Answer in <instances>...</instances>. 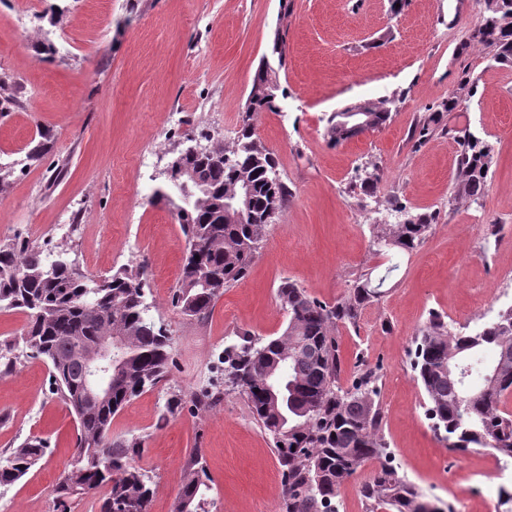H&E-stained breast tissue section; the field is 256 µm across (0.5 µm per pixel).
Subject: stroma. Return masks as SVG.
Segmentation results:
<instances>
[{
	"instance_id": "1",
	"label": "stroma",
	"mask_w": 512,
	"mask_h": 512,
	"mask_svg": "<svg viewBox=\"0 0 512 512\" xmlns=\"http://www.w3.org/2000/svg\"><path fill=\"white\" fill-rule=\"evenodd\" d=\"M0 0V241L22 237L44 254L67 252L86 275L121 266L147 270L150 314L174 339L163 389L132 400L112 432L142 438L150 512H174L183 470L201 449L215 512H279L284 486L272 443L247 400L192 403L223 380L218 357L242 331L281 335L276 299L290 279L332 304L365 280H383L381 301L336 336L350 383L357 358L380 374L382 433L399 473L454 512H505L512 462L489 471L488 453L454 454L433 433L413 376L411 341L429 311L477 327L512 304V68L496 65L473 37L485 0ZM287 35L280 109L255 115V130L293 193L268 225L247 278L225 289L205 322L172 307L186 243L171 206L154 202L165 171L201 134L233 141L253 76ZM364 102L390 106L381 128L333 146L334 112ZM436 115L416 144V127ZM493 150L481 207L454 195L465 134ZM45 135L46 149L27 157ZM378 165L362 188L356 169ZM398 202L436 222L413 252L380 255L370 227ZM182 410L159 423L166 394ZM47 438L45 457L0 486V512H99L90 494L59 507L53 490L75 453V422L55 394L47 365L19 356L0 375V450Z\"/></svg>"
}]
</instances>
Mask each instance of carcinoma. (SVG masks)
Returning a JSON list of instances; mask_svg holds the SVG:
<instances>
[{"instance_id":"obj_1","label":"carcinoma","mask_w":512,"mask_h":512,"mask_svg":"<svg viewBox=\"0 0 512 512\" xmlns=\"http://www.w3.org/2000/svg\"><path fill=\"white\" fill-rule=\"evenodd\" d=\"M474 38L492 49L496 64L512 68V0H486ZM278 91L276 72L258 68L231 145L215 148V156L204 162L180 159L200 170L209 187L190 213L180 211L178 194L167 189L154 194V200L172 206L186 238L172 303L191 319H208L224 289L247 277L266 227L292 198L284 181L267 180L265 167L276 162L252 124L254 114L278 110ZM370 107L368 130L373 131L391 119V110L374 103ZM460 147L455 194L479 206L492 148L470 134ZM226 157L238 158L239 164L226 166ZM244 184L251 194V215L229 221L224 200ZM434 221V215L422 213L395 224H373L370 247L379 253L377 242L384 240L413 251L425 242ZM146 276L145 267L125 265L90 278L74 264H53L24 240L0 244V306L26 313L18 343L48 365L56 392L77 422L74 462L55 486L60 502L104 487L99 512H149L150 480L134 465L143 442L112 436V419L134 397L162 385L168 374L172 337L144 311ZM382 283H358L328 305L290 280L281 281L277 298L288 314L283 334L264 339L247 331L238 334L239 341L224 346L221 356L224 389H204L193 399L194 406L203 408L217 405L227 390L247 399L282 470L280 512H339L337 504L327 508L324 498L335 502L340 488L367 464L374 470L360 494L371 512H429L432 501L398 474L382 435V413L374 400L377 369L359 364L351 384H340L336 329L356 326L362 311L382 297ZM111 333L125 340L123 365L112 373V400L87 404L77 349ZM487 350L494 358L485 364L481 355ZM411 366L427 399L426 416L448 450L462 454L485 448L512 460V414L501 409L512 395V305L472 329L467 324L451 328L442 315L430 313L415 338ZM47 449V440L32 437L1 450L0 485L24 477ZM202 459L199 449L190 456L175 512H210L205 505H214Z\"/></svg>"}]
</instances>
